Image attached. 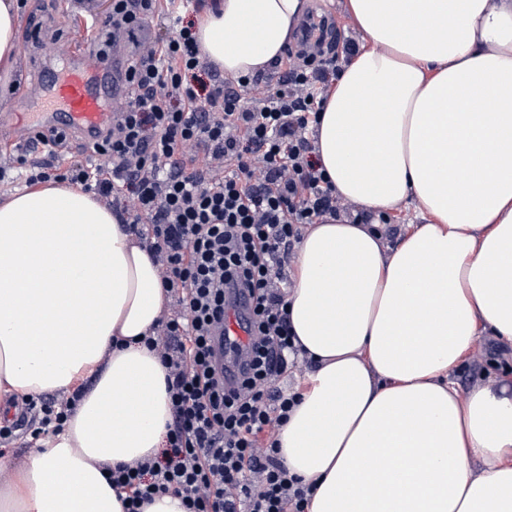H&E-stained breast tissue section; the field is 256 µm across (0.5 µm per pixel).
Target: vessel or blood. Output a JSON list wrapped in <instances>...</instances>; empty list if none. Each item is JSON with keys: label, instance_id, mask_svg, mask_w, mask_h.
Listing matches in <instances>:
<instances>
[{"label": "vessel or blood", "instance_id": "1", "mask_svg": "<svg viewBox=\"0 0 512 512\" xmlns=\"http://www.w3.org/2000/svg\"><path fill=\"white\" fill-rule=\"evenodd\" d=\"M124 93L121 69L81 51L62 62L53 76L27 87L26 96L47 104V111L0 113V141L17 150L28 149L37 134L64 131L93 145L99 131L111 120L106 110L109 100ZM249 311L246 300L227 306L224 325L216 338L217 360L225 366L245 351L249 342Z\"/></svg>", "mask_w": 512, "mask_h": 512}]
</instances>
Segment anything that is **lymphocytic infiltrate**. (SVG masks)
<instances>
[{
	"label": "lymphocytic infiltrate",
	"instance_id": "f902f5d3",
	"mask_svg": "<svg viewBox=\"0 0 512 512\" xmlns=\"http://www.w3.org/2000/svg\"><path fill=\"white\" fill-rule=\"evenodd\" d=\"M190 0H111L98 32L107 58L123 37L165 13L170 36L126 58L127 91L111 107L99 163L72 161L63 181L110 200L124 188L123 223L146 226L162 284L173 302L147 347L166 369L172 422L152 458L108 468L125 512L156 497L186 512H306L310 487L289 474L279 430L296 390L279 380L299 358L288 321L285 272L306 225L327 215L353 224L390 223L340 196L318 164L312 133L329 87L357 49L289 53L278 85L260 78H209ZM252 302V336L235 387L224 385L212 336L239 294ZM81 398L25 397L31 436L60 431Z\"/></svg>",
	"mask_w": 512,
	"mask_h": 512
}]
</instances>
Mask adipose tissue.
Returning a JSON list of instances; mask_svg holds the SVG:
<instances>
[{"label": "adipose tissue", "instance_id": "obj_1", "mask_svg": "<svg viewBox=\"0 0 512 512\" xmlns=\"http://www.w3.org/2000/svg\"><path fill=\"white\" fill-rule=\"evenodd\" d=\"M307 0H219L202 56L231 76L281 58ZM365 43L328 93L316 155L337 191L426 221L387 247L323 217L288 320L314 370L280 457L307 512H512V393L451 372L480 329L512 343V0H348ZM363 102L381 109L362 112ZM168 303L149 246L49 182L0 201V393L85 390L64 430L0 464V512H125L106 466L157 454L171 421L147 350Z\"/></svg>", "mask_w": 512, "mask_h": 512}]
</instances>
